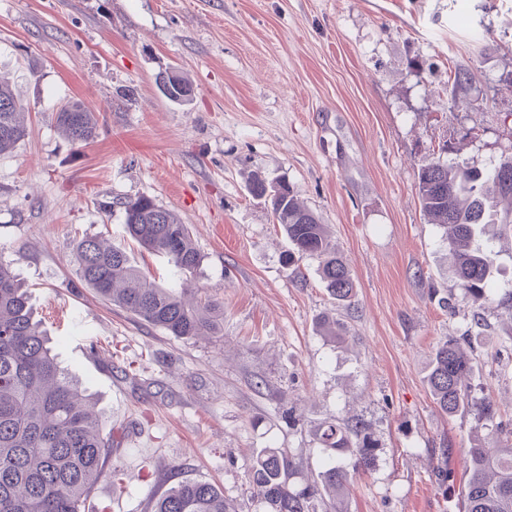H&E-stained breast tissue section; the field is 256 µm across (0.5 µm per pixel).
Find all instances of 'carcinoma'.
I'll return each instance as SVG.
<instances>
[{
	"label": "carcinoma",
	"instance_id": "carcinoma-1",
	"mask_svg": "<svg viewBox=\"0 0 512 512\" xmlns=\"http://www.w3.org/2000/svg\"><path fill=\"white\" fill-rule=\"evenodd\" d=\"M17 101L0 82V155L12 152L25 136ZM56 127L75 145L95 137V112L56 113ZM512 172V154L483 168L432 161L418 171V199L431 223L444 229L454 256L458 303L492 301L494 259L477 243L478 226L499 224L512 233V189L500 187L503 172ZM273 223L284 232L290 264L318 261V275L336 306H355L356 285L345 260L336 252L325 225L298 199L286 182L269 199ZM128 234L148 250L168 257L180 274L195 271L201 256L188 225L172 211L141 196L124 203ZM81 279L98 296L138 319L181 338L217 336L224 307L209 297L189 300L172 286L146 276L127 253L94 236L76 245ZM326 335L343 342L339 319H322ZM471 358L458 339L439 342L425 378L440 411L450 417L474 415L470 447L464 449L470 479L461 491L464 512H512V443L497 448L487 441L512 437L496 421L493 405L478 401L468 381ZM88 394L58 364L50 339L34 318L23 283L11 265L0 262V512H82L83 501L103 472L112 447L101 436ZM320 448L323 468L313 479L302 476L291 450L261 448L252 456L249 482L255 512H336L337 500L358 474L374 471L380 443L371 422L336 418L310 429ZM153 512H236L224 492L206 481H181L154 502Z\"/></svg>",
	"mask_w": 512,
	"mask_h": 512
}]
</instances>
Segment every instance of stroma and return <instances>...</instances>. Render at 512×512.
<instances>
[{
    "label": "stroma",
    "instance_id": "stroma-1",
    "mask_svg": "<svg viewBox=\"0 0 512 512\" xmlns=\"http://www.w3.org/2000/svg\"><path fill=\"white\" fill-rule=\"evenodd\" d=\"M167 69L189 103L159 91ZM511 80L512 0H0V81L26 127L0 156V261L112 441L84 512H151L184 480L254 512L257 449H291L316 475L310 427L356 415L382 450L341 512H462L475 420L443 414L425 377L440 340L470 337L472 394L512 424V237L483 225L494 301L449 314L460 286L417 174L511 153ZM74 102L99 120L82 146L55 124ZM255 175L295 186L344 256L357 288L343 344L320 327L335 303L317 260L287 265ZM139 196L189 225L196 272L127 235L122 204ZM85 236L223 304L221 334L174 337L99 298L78 275Z\"/></svg>",
    "mask_w": 512,
    "mask_h": 512
}]
</instances>
